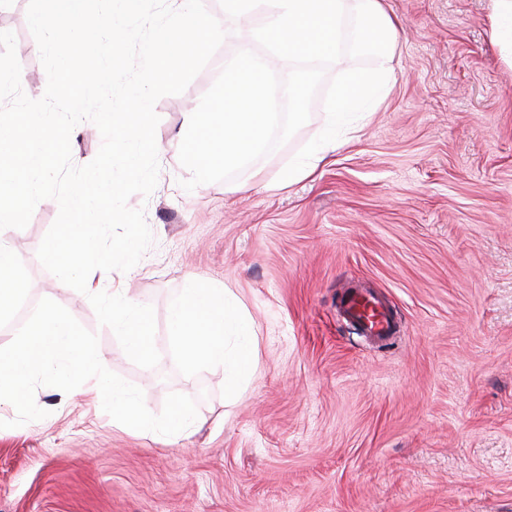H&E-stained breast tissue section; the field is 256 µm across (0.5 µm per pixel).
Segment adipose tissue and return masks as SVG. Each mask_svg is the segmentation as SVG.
Masks as SVG:
<instances>
[{"mask_svg":"<svg viewBox=\"0 0 512 512\" xmlns=\"http://www.w3.org/2000/svg\"><path fill=\"white\" fill-rule=\"evenodd\" d=\"M169 325L189 364L222 371L232 392L246 382L254 361L253 331L245 313L223 294L189 280Z\"/></svg>","mask_w":512,"mask_h":512,"instance_id":"ef3b65f1","label":"adipose tissue"}]
</instances>
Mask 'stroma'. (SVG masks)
<instances>
[{
  "label": "stroma",
  "instance_id": "stroma-1",
  "mask_svg": "<svg viewBox=\"0 0 512 512\" xmlns=\"http://www.w3.org/2000/svg\"><path fill=\"white\" fill-rule=\"evenodd\" d=\"M28 2L0 0V31L14 33L22 89L38 99L47 75ZM204 5L227 36L183 93L155 104L158 183L128 201L154 242L112 274L153 307L158 366L135 365L88 298L39 261L55 200L5 235L31 277L19 320L56 301L150 412L169 393L192 397L196 430L140 432L92 397L38 387L42 420L9 427L16 410L0 404V512H512V64L491 0H386L391 78L357 134L343 132L311 178L280 186L326 125L316 95L278 150L188 192L184 112L236 52L262 51L260 17ZM190 279L251 321L254 363L236 394L221 371L189 366L169 332ZM352 282L389 302L395 344L375 347L339 317Z\"/></svg>",
  "mask_w": 512,
  "mask_h": 512
}]
</instances>
